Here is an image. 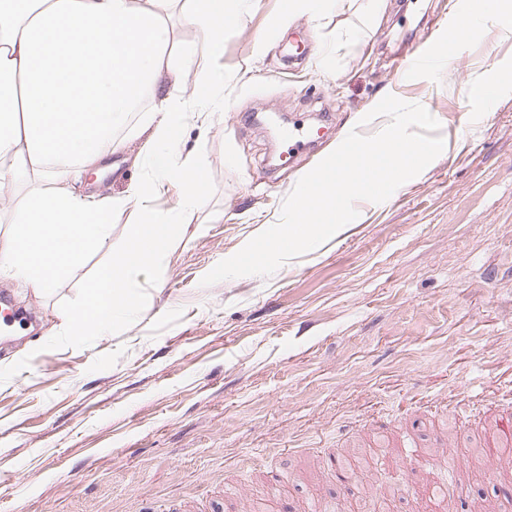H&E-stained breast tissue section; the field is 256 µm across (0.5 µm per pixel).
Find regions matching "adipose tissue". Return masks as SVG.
<instances>
[{
    "label": "adipose tissue",
    "instance_id": "ef3b65f1",
    "mask_svg": "<svg viewBox=\"0 0 512 512\" xmlns=\"http://www.w3.org/2000/svg\"><path fill=\"white\" fill-rule=\"evenodd\" d=\"M252 0H0V197L16 201L20 217L0 236V279L33 294L49 293L103 248L112 213L132 210L126 244L113 251L81 299L61 314L69 335L119 331L145 308L140 277L158 271L183 227L154 201L180 188V211L205 200L195 153L170 161L190 120L223 111L226 83L217 61L225 29L235 27ZM179 14L199 38L181 47L165 20ZM191 77L183 95L181 81ZM150 100L143 124L160 149L151 178L118 197H84L64 185L71 171L95 167L118 144L131 113ZM54 178L43 191L35 181Z\"/></svg>",
    "mask_w": 512,
    "mask_h": 512
}]
</instances>
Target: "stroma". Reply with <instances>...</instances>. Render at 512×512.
<instances>
[{
    "label": "stroma",
    "instance_id": "obj_1",
    "mask_svg": "<svg viewBox=\"0 0 512 512\" xmlns=\"http://www.w3.org/2000/svg\"><path fill=\"white\" fill-rule=\"evenodd\" d=\"M364 2L273 30L287 0H256L225 32L224 117L187 124L179 145L198 154L206 205L182 214L194 235L142 277L153 305L121 333L78 341L56 317L104 253L40 298L0 280L35 317L0 340V512H349L360 483L304 473L388 446L401 460L392 512H432V478L512 512V485L468 465L492 443L485 422L512 414V38L475 18L449 47L475 0H384L373 17ZM426 33L443 54L392 76ZM488 84L496 95L478 100ZM389 94L439 121L442 153L273 275L202 286L353 128H384L370 112ZM270 112L328 134L276 167ZM146 139L122 135L111 173L69 188L125 192Z\"/></svg>",
    "mask_w": 512,
    "mask_h": 512
}]
</instances>
